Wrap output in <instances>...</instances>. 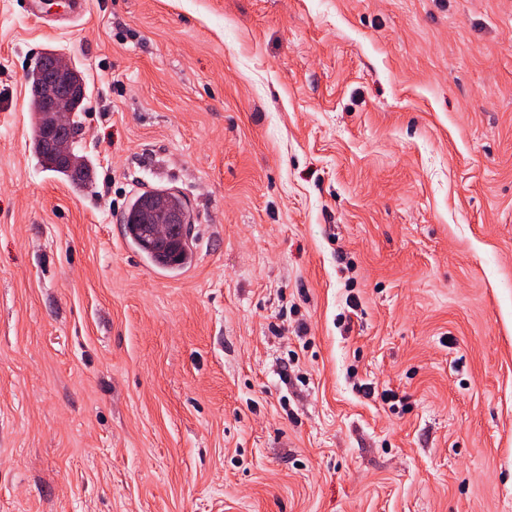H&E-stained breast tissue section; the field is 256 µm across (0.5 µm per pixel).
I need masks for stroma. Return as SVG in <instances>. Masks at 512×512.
<instances>
[{"mask_svg": "<svg viewBox=\"0 0 512 512\" xmlns=\"http://www.w3.org/2000/svg\"><path fill=\"white\" fill-rule=\"evenodd\" d=\"M0 0V512H512V0ZM83 71L92 182L27 74ZM189 202L172 276L123 235ZM67 77L70 82L83 89L78 97H73L68 101L69 110L72 111L69 112V114L73 117V123L76 124V121L74 120L75 117L79 114V112L85 111L88 104V95L86 91L87 83L84 73L72 65ZM47 112L57 113L55 120V125L58 129V140L56 143L57 152L61 156L66 155L68 151L69 153L64 160H60L47 152L42 146L40 140L34 138V150L39 156L43 167L48 171H52L65 177L71 178V180L76 181L79 185L85 186L89 184L90 169L87 165V159L85 155L80 154L79 151H76L73 145L70 148L72 140V129L69 125L68 112L60 107L56 99H53L48 103ZM160 215L184 217L187 220L184 233L177 237L151 238L148 225L156 224L155 221ZM191 221L192 216L185 197L172 189H152L136 194L123 216L127 238L134 248L153 266L167 270L178 269L189 262V253L183 240Z\"/></svg>", "mask_w": 512, "mask_h": 512, "instance_id": "35a3bbf8", "label": "stroma"}]
</instances>
